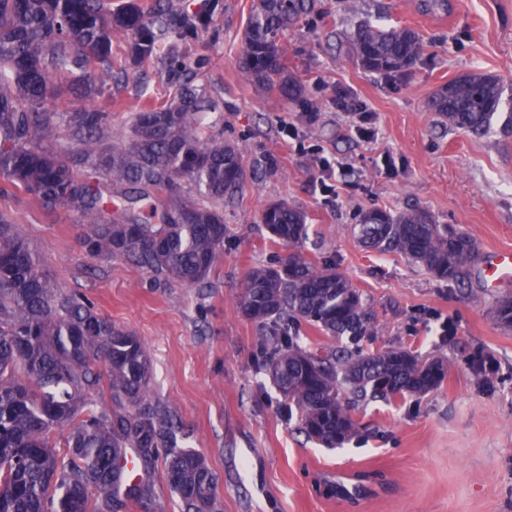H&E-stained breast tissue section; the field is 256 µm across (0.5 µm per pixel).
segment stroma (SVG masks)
<instances>
[{
	"mask_svg": "<svg viewBox=\"0 0 512 512\" xmlns=\"http://www.w3.org/2000/svg\"><path fill=\"white\" fill-rule=\"evenodd\" d=\"M360 2L352 13L343 0H321L319 13L284 32L288 67L303 86L295 101L240 79L252 0H224L209 32L189 45L186 75L223 99L209 116L212 132L240 149L245 168L241 188L224 200L230 236L204 287L87 255L81 238L91 224L77 208L12 189L0 193V214L58 287L141 338L150 399L174 412L187 446L205 458L224 512H512V329L494 314L512 284L490 287L486 273L492 251L512 249V0H450L443 15L419 10L418 0ZM366 20L415 30L424 51L414 66L363 70L347 37ZM472 73L503 87L480 134L449 126L431 106L443 84ZM169 82L160 61L90 97L62 78L49 105L108 113L107 141L119 144L145 100L171 101ZM340 99L368 111L373 137L356 130L354 113L337 110ZM306 102L314 115L302 112ZM285 125L345 163L337 197L320 193L317 166L289 147ZM282 200L308 215L301 253L335 265L361 290L377 316V346L448 362L433 391L359 403L361 427L337 448L308 440L280 415L279 393L251 363L257 327L239 310L247 273L289 253L261 222ZM371 208L423 209L468 234L478 246L469 279L440 282L399 252L366 251L355 226Z\"/></svg>",
	"mask_w": 512,
	"mask_h": 512,
	"instance_id": "35a3bbf8",
	"label": "stroma"
}]
</instances>
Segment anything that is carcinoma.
<instances>
[{
  "mask_svg": "<svg viewBox=\"0 0 512 512\" xmlns=\"http://www.w3.org/2000/svg\"><path fill=\"white\" fill-rule=\"evenodd\" d=\"M317 0H252L240 62L241 79L296 100L280 35L316 11ZM224 0H203L189 14L149 11L128 0H0V192L22 189L45 205L77 207L90 219L81 246L91 257H123L188 288L202 285L224 251L228 225L218 203L243 183L240 149L206 134L201 112L220 109L191 80L176 101L149 102L136 113L133 134L104 149L108 116L97 110L61 115L47 108L55 80L85 74L101 92L124 77L115 66L112 32L130 38L128 57L144 64L161 47L168 74L180 76L187 45L209 28ZM352 46L362 67L388 73L412 65L423 44L409 29L366 23ZM502 96L499 81L471 75L446 84L436 111L459 129L490 125ZM62 120L80 134L82 174L40 144L39 134ZM198 198L185 200L182 182ZM157 189L167 195L149 211L138 206ZM270 239L297 247L306 215L285 202L262 214ZM361 243L377 252L401 251L433 277L465 280L477 257L468 235L420 211L359 214ZM240 308L258 326L257 370L280 394L288 417L326 448L347 442L358 423L353 404L425 394L444 380L448 363L409 349L363 346L377 335L362 292L331 265L299 253L247 273ZM313 329L331 339L314 343ZM151 370L135 333L112 324L91 302L68 294L39 270L26 239L0 216V512H133L153 496L151 469L164 458L180 512H222L216 477L203 457L179 446L169 411L147 395ZM67 431L64 443L55 434ZM136 455L140 477L121 462Z\"/></svg>",
  "mask_w": 512,
  "mask_h": 512,
  "instance_id": "1",
  "label": "carcinoma"
}]
</instances>
